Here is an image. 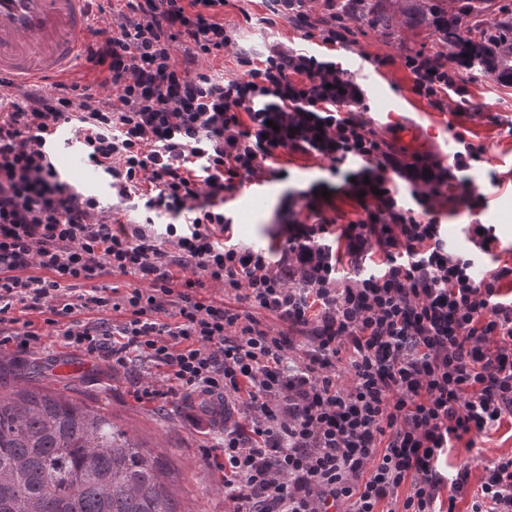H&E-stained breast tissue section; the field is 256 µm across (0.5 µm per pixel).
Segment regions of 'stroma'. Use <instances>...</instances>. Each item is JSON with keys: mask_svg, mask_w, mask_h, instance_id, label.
I'll use <instances>...</instances> for the list:
<instances>
[{"mask_svg": "<svg viewBox=\"0 0 512 512\" xmlns=\"http://www.w3.org/2000/svg\"><path fill=\"white\" fill-rule=\"evenodd\" d=\"M404 5V0H390L394 17L389 27L382 28L372 25L367 8L359 2L355 4L349 20L353 42L337 49L336 60L345 69H359L358 80L368 107L364 117L395 149L409 155L432 154L448 163L458 148L456 135L483 148L481 161L473 163L465 177L476 191L486 195L487 206L473 212L463 203L451 202L441 218L445 240L454 250L473 255V274L480 279L490 268L512 266V135L507 132L512 125V87L502 85L485 71L463 67L459 73L468 82L472 111L440 112L411 94L408 74L401 64L379 67L371 62L377 55L398 59L406 53L438 47L432 27L404 24ZM509 22L512 0H482L477 11L462 17L463 29L476 40ZM224 27L233 38L232 45L219 58L199 59L198 66L227 79L242 75L238 63L241 52H257L277 43L297 49L315 47L288 19L273 15L267 0H224ZM414 123L421 126L424 142L416 144L406 138L408 125ZM268 167L273 174L260 181V197L237 191L224 204L226 216L233 220L235 241L254 250H268L279 239L292 193L330 178L323 159L300 152H277ZM278 169L286 170L287 178L275 177ZM493 171L502 179L500 186H491L488 181ZM61 177L79 192L99 200L96 219L109 221L117 217L140 224L147 217L137 198L115 202L109 187L83 181L80 170L62 171ZM475 222L494 227L499 239L494 255L475 253L468 241L463 227ZM13 316L18 323H31L41 338L26 353L11 346L0 347V390L11 391L15 383L13 363L35 365L37 386L111 413L114 422L137 437L149 452L165 459L172 471L169 490L178 512H233L234 503L224 496V457L220 449L211 445L217 425L201 398L170 395L168 383L153 363L135 358L126 368L116 371L104 357L69 348L61 338L62 326L47 324L44 314L18 309ZM148 377L157 389L163 390L162 398L147 400L137 396L141 381ZM510 454L512 423L506 421L498 430L478 439L474 448L457 443L448 454V464L470 465L471 479L476 482L482 476L481 460Z\"/></svg>", "mask_w": 512, "mask_h": 512, "instance_id": "35a3bbf8", "label": "stroma"}]
</instances>
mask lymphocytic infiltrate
I'll return each instance as SVG.
<instances>
[{"mask_svg": "<svg viewBox=\"0 0 512 512\" xmlns=\"http://www.w3.org/2000/svg\"><path fill=\"white\" fill-rule=\"evenodd\" d=\"M305 3L271 0V11L316 39V52L273 45L241 56L243 77L225 79L192 71L231 42L224 0H126L119 32L83 54L119 106L86 98L76 80L32 89L22 106L0 93V324L19 304L113 367L135 352L189 395L246 394L258 442L228 431L223 443L236 512H438L462 497L470 512H512V457L485 463L475 486L469 465L452 476L438 465L512 415V267L475 279L440 224L448 200L483 205L460 179L483 149L464 143L449 167L398 155L368 128L364 90L333 58L352 28L341 14L319 24ZM402 65L433 109H470L447 54L423 49ZM66 124L82 130L118 198L170 216L164 231L95 220L97 201L61 180L47 151ZM279 150L326 160L356 218L337 224L336 196L296 193L274 261L234 243L224 199ZM114 273L141 285L116 296L100 281ZM201 277L224 284L236 307L198 295ZM241 303L308 329L311 347L293 355L290 337L242 317ZM100 309L125 318L91 319Z\"/></svg>", "mask_w": 512, "mask_h": 512, "instance_id": "obj_1", "label": "lymphocytic infiltrate"}]
</instances>
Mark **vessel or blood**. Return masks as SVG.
Instances as JSON below:
<instances>
[{
    "label": "vessel or blood",
    "mask_w": 512,
    "mask_h": 512,
    "mask_svg": "<svg viewBox=\"0 0 512 512\" xmlns=\"http://www.w3.org/2000/svg\"><path fill=\"white\" fill-rule=\"evenodd\" d=\"M109 0H0V81L51 85L68 75Z\"/></svg>",
    "instance_id": "vessel-or-blood-1"
}]
</instances>
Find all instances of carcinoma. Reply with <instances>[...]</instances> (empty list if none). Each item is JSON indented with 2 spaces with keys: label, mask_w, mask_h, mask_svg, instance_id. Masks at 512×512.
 Listing matches in <instances>:
<instances>
[{
  "label": "carcinoma",
  "mask_w": 512,
  "mask_h": 512,
  "mask_svg": "<svg viewBox=\"0 0 512 512\" xmlns=\"http://www.w3.org/2000/svg\"><path fill=\"white\" fill-rule=\"evenodd\" d=\"M461 60L512 85V33L463 34L448 0H408ZM161 462L143 454L112 416L23 385L0 394V512H176L159 489Z\"/></svg>",
  "instance_id": "carcinoma-1"
}]
</instances>
